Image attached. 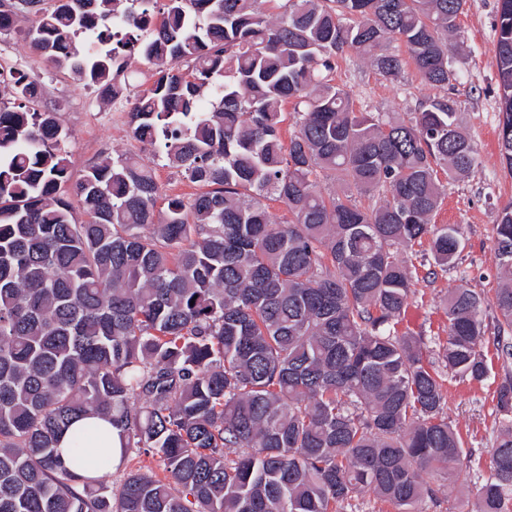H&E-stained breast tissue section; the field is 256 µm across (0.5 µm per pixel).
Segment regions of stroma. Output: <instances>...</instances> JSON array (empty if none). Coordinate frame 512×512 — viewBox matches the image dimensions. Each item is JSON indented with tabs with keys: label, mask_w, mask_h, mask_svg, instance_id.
<instances>
[{
	"label": "stroma",
	"mask_w": 512,
	"mask_h": 512,
	"mask_svg": "<svg viewBox=\"0 0 512 512\" xmlns=\"http://www.w3.org/2000/svg\"><path fill=\"white\" fill-rule=\"evenodd\" d=\"M497 0H467L458 27L463 45L452 55V69L460 78L453 97L464 125L476 141L481 166L470 176L447 181L443 204L434 218L438 224H457L464 232L465 247L453 268L438 278H429L427 252L412 259L418 281L410 299L401 330L431 338L424 361L441 369L437 345L446 339L447 321L439 300L449 288L466 284L488 302L486 316H494L491 304L498 281L491 228L498 212L512 205V176L504 172L499 156L498 91L496 83L495 23ZM29 14H20L12 29L0 35V68L25 71L42 85L40 109H53L71 133L70 170L80 178L86 167L103 158L129 155L152 169L159 185L158 208L168 198L188 199L199 188L177 169L167 166L163 153L134 139L128 124L112 122L113 107L98 89L77 85L68 71L53 69L35 51L28 32ZM336 85L348 90L359 112H411L427 101L430 89L413 67L401 78L381 76L370 62L346 52L339 56L334 74ZM490 376L483 383L445 381V411L459 432L464 449L473 453L470 467L452 482L444 483L428 512H459L478 475L486 473L489 451L508 418L496 407L495 388L501 361L493 345H486Z\"/></svg>",
	"instance_id": "obj_1"
}]
</instances>
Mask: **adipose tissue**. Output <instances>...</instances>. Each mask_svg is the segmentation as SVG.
I'll use <instances>...</instances> for the list:
<instances>
[{
  "mask_svg": "<svg viewBox=\"0 0 512 512\" xmlns=\"http://www.w3.org/2000/svg\"><path fill=\"white\" fill-rule=\"evenodd\" d=\"M79 439V449H72V439ZM64 465L82 477L95 476L104 458L119 460L121 438L107 420L86 418L76 421L70 434L64 435L58 444Z\"/></svg>",
  "mask_w": 512,
  "mask_h": 512,
  "instance_id": "ef3b65f1",
  "label": "adipose tissue"
}]
</instances>
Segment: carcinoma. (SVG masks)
I'll return each mask as SVG.
<instances>
[{
  "label": "carcinoma",
  "instance_id": "1",
  "mask_svg": "<svg viewBox=\"0 0 512 512\" xmlns=\"http://www.w3.org/2000/svg\"><path fill=\"white\" fill-rule=\"evenodd\" d=\"M23 2L0 0V34L32 14L33 48L127 102L132 136L201 192L159 210L152 171L131 157L72 181L70 133L33 108L41 84L0 73L13 100L0 99V512H344L362 489L426 512L472 452L425 337L399 331L417 282L406 254L426 240L430 275L455 266L461 228L432 223L440 175L473 173L480 154L448 95L358 112L332 74L351 51L387 78L410 61L447 90L466 0H284L276 18L267 0H166L142 43L113 30L147 28L156 0ZM499 2V151L512 175V0ZM125 50L154 68L133 98ZM492 240L495 397L508 414L511 205ZM442 306L443 367L486 380L484 298L460 284ZM89 416L163 476L71 472L57 445ZM465 512H512V425Z\"/></svg>",
  "mask_w": 512,
  "mask_h": 512
}]
</instances>
